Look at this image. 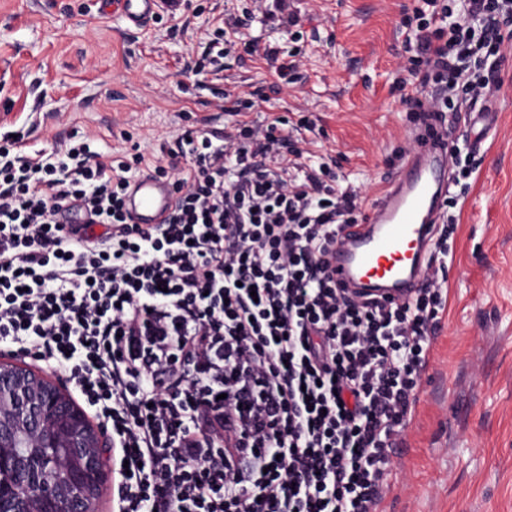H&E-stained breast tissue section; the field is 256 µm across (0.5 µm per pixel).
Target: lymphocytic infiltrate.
Segmentation results:
<instances>
[{"mask_svg":"<svg viewBox=\"0 0 512 512\" xmlns=\"http://www.w3.org/2000/svg\"><path fill=\"white\" fill-rule=\"evenodd\" d=\"M404 92L427 134L487 106L512 0H414ZM87 133L27 154L0 135V344L63 373L104 425L112 512H377L417 401L454 262L443 225L424 285L381 301L329 254L364 200L275 124L184 132L156 164L178 197L130 223V167ZM76 201L93 223L59 224Z\"/></svg>","mask_w":512,"mask_h":512,"instance_id":"lymphocytic-infiltrate-1","label":"lymphocytic infiltrate"}]
</instances>
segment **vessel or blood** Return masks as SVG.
<instances>
[{
	"mask_svg": "<svg viewBox=\"0 0 512 512\" xmlns=\"http://www.w3.org/2000/svg\"><path fill=\"white\" fill-rule=\"evenodd\" d=\"M183 0H104V8L135 28L160 9L177 11ZM450 164L446 140L428 138L383 183L365 223L347 225L330 256L337 280L399 301L420 288L430 239L443 215ZM176 196L169 182L146 173L133 179L125 209L134 224H163Z\"/></svg>",
	"mask_w": 512,
	"mask_h": 512,
	"instance_id": "1",
	"label": "vessel or blood"
}]
</instances>
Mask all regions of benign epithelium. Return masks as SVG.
I'll use <instances>...</instances> for the list:
<instances>
[{"label": "benign epithelium", "mask_w": 512, "mask_h": 512, "mask_svg": "<svg viewBox=\"0 0 512 512\" xmlns=\"http://www.w3.org/2000/svg\"><path fill=\"white\" fill-rule=\"evenodd\" d=\"M0 362V475H28L37 495L0 479V512H92L112 476L101 426L93 424L69 390L29 365L3 377ZM51 448L65 449L62 477Z\"/></svg>", "instance_id": "7a95c632"}]
</instances>
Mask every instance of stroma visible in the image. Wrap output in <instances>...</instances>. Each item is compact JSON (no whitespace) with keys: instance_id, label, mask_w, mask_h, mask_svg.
Here are the masks:
<instances>
[{"instance_id":"35a3bbf8","label":"stroma","mask_w":512,"mask_h":512,"mask_svg":"<svg viewBox=\"0 0 512 512\" xmlns=\"http://www.w3.org/2000/svg\"><path fill=\"white\" fill-rule=\"evenodd\" d=\"M412 0H296L301 62L282 84L249 43L288 38L254 0H186L143 27L96 0H0V133H26L32 154L92 132L95 150L141 172L188 130L238 117L283 120L313 161L373 199L418 129L400 99L403 22ZM251 17L219 77L197 74L214 29ZM493 126L456 213L442 329L379 512H512V52ZM245 104L215 108L213 87Z\"/></svg>"}]
</instances>
